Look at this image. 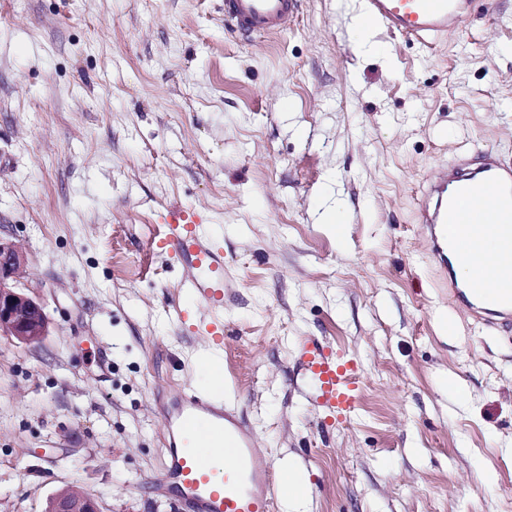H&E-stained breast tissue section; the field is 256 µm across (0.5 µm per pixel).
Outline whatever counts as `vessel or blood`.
<instances>
[{
    "label": "vessel or blood",
    "instance_id": "obj_1",
    "mask_svg": "<svg viewBox=\"0 0 512 512\" xmlns=\"http://www.w3.org/2000/svg\"><path fill=\"white\" fill-rule=\"evenodd\" d=\"M489 0H364L358 27L369 33L375 24L421 46H431L461 19ZM300 0H224V19L240 34H269L282 29ZM158 247L179 259L187 293L206 307L214 348L224 346V250L216 246L197 214L176 207L164 216ZM418 221L425 224L441 266L453 263L451 236L468 239L480 252L494 239L496 253L467 288L473 313L492 325L512 323V165L491 153L477 162L460 160L423 189ZM299 357L310 385L313 405L331 416L350 418L359 395L358 367L314 338L299 343ZM167 428L164 477L156 493L173 494L175 512H280L287 497L260 462L261 450L237 411L224 407L205 390L185 387L172 399H159ZM206 424L211 443L230 448V461L205 457L189 448L186 432Z\"/></svg>",
    "mask_w": 512,
    "mask_h": 512
}]
</instances>
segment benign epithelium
<instances>
[{
    "label": "benign epithelium",
    "mask_w": 512,
    "mask_h": 512,
    "mask_svg": "<svg viewBox=\"0 0 512 512\" xmlns=\"http://www.w3.org/2000/svg\"><path fill=\"white\" fill-rule=\"evenodd\" d=\"M26 259L11 241L0 238V335L36 343L47 335L43 305L19 287ZM46 512H102L99 501L84 491L67 489L48 502Z\"/></svg>",
    "instance_id": "benign-epithelium-1"
}]
</instances>
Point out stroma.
I'll return each instance as SVG.
<instances>
[{"label":"stroma","mask_w":512,"mask_h":512,"mask_svg":"<svg viewBox=\"0 0 512 512\" xmlns=\"http://www.w3.org/2000/svg\"><path fill=\"white\" fill-rule=\"evenodd\" d=\"M362 9L302 0L245 37L224 0H0V237L50 320L0 336V512L66 488L170 512L153 400L208 385L157 247L180 206L224 249L219 398L272 471L302 467L307 512H512V327L474 316L417 219L439 170L512 162V0L428 48L373 28L386 59L360 48ZM306 337L357 361L349 420L299 392Z\"/></svg>","instance_id":"35a3bbf8"}]
</instances>
